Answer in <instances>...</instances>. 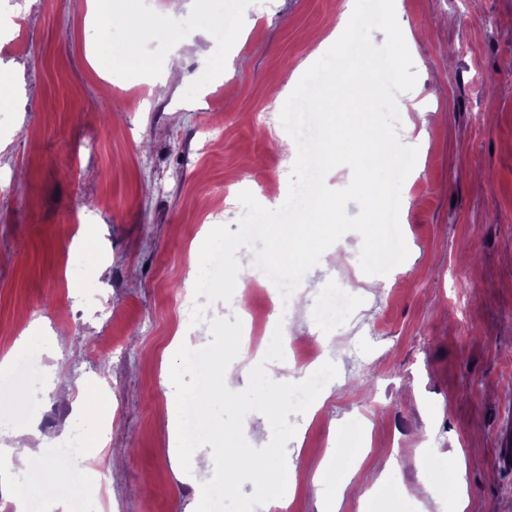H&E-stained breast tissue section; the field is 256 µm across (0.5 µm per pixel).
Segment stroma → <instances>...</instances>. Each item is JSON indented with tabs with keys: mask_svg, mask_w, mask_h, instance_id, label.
<instances>
[{
	"mask_svg": "<svg viewBox=\"0 0 512 512\" xmlns=\"http://www.w3.org/2000/svg\"><path fill=\"white\" fill-rule=\"evenodd\" d=\"M347 0H193L190 33L222 51L223 73L189 55L182 77L143 70L169 43L129 45L127 26L166 18L172 0H112L103 42L87 0H0L26 50L0 42V332L28 336L42 370L66 369L68 394L0 385V423L27 413L49 445L100 427L85 392L111 394L112 430L78 452L84 484L37 476L19 445L0 450V512L50 496L57 512H192L201 494L177 455L166 379L199 334L178 303L194 284L213 224L237 230L241 191L285 201L292 163L276 147L283 101L313 64L307 37L338 22ZM417 82L399 93L424 108L414 169L401 189L407 259L360 272L346 233L338 260L303 276L287 335L322 343L338 375L319 409L289 415L295 480L288 512H453L452 470L466 466L464 512H512V0H399ZM239 31L244 44L215 38ZM358 272L337 318L339 267ZM272 281L212 303L276 323ZM443 482H428L430 472Z\"/></svg>",
	"mask_w": 512,
	"mask_h": 512,
	"instance_id": "35a3bbf8",
	"label": "stroma"
}]
</instances>
